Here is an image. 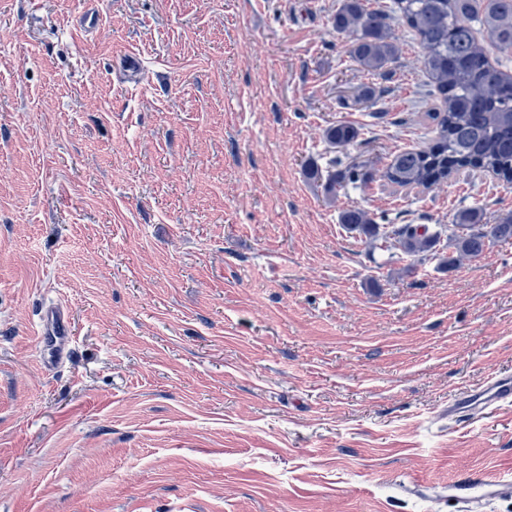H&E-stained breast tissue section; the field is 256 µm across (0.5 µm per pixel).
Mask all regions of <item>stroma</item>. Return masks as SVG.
<instances>
[{
	"label": "stroma",
	"instance_id": "35a3bbf8",
	"mask_svg": "<svg viewBox=\"0 0 512 512\" xmlns=\"http://www.w3.org/2000/svg\"><path fill=\"white\" fill-rule=\"evenodd\" d=\"M339 3L0 0V512H465L512 481V403L440 417L512 374V242L449 267L339 220L491 224L512 188L382 178L435 99L399 20L393 75L359 69ZM334 158L373 181L328 197L305 167ZM358 136V129L345 123L331 125L325 130L326 140L336 147L350 146L356 142ZM40 336L47 362H51L68 343L72 335L71 323L65 308L58 304H48L41 311ZM512 402V375L494 373L477 387L464 388L448 401V424L465 423L477 414H486L501 404Z\"/></svg>",
	"mask_w": 512,
	"mask_h": 512
}]
</instances>
